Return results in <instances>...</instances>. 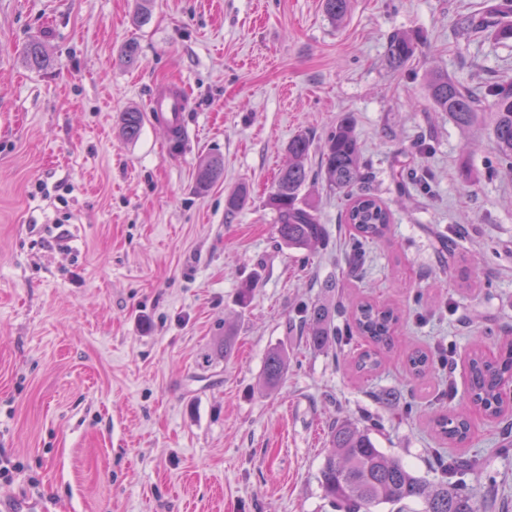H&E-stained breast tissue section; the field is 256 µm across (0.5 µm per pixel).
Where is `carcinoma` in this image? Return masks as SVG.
Instances as JSON below:
<instances>
[{"label": "carcinoma", "instance_id": "carcinoma-1", "mask_svg": "<svg viewBox=\"0 0 512 512\" xmlns=\"http://www.w3.org/2000/svg\"><path fill=\"white\" fill-rule=\"evenodd\" d=\"M326 16L334 23L342 22L350 11V0H323ZM460 25L466 30L490 31L501 40L512 39V23L496 15L464 16ZM418 47L416 37L407 32L392 34L386 45V56L395 68L406 66ZM24 60L32 69H40L47 62L43 45L29 43ZM429 93L434 107L448 114V119L460 128L479 122L487 124L501 162L512 173V81H503L489 90L491 103L483 94L467 83L440 71L428 76ZM144 125V114L130 108L122 112L120 133L128 141L139 138ZM312 149L311 140L298 135L288 142V164L280 171L269 205L276 213L280 240L293 249L309 250L324 241L325 225L321 224L311 208L303 202L302 191L310 180L307 160ZM222 175L218 162L208 161L199 167L197 185L208 190ZM319 175L329 190L344 194L349 204L344 212V223L351 230L355 245L383 241L391 228L392 214L382 202L365 187L368 180L362 162V150L354 132V121L344 115L327 135L320 150ZM356 332L367 338L373 348L361 353L354 362L356 371L373 372L382 364L383 354L392 349L397 335L401 311L392 306L370 301L357 303L350 312ZM303 332L309 345L323 349L336 341L339 335L333 321L332 305L317 303L308 313ZM409 374L424 377L431 369L432 355L421 348L406 356ZM468 391L473 403L486 416L496 419L504 412L505 387L512 383V343L507 344L494 361L486 360L479 347H474L468 361ZM288 373V353L282 349L270 350L265 358L261 386L266 390L278 388ZM438 437L444 440L464 441L469 432L463 410L442 413L433 420ZM330 449L320 469V483L325 496L341 512H373L382 505H392L404 512L408 504L419 501L423 512H480L470 491L452 483L432 486L412 474L397 458L378 448L371 431L349 421H338L329 427Z\"/></svg>", "mask_w": 512, "mask_h": 512}]
</instances>
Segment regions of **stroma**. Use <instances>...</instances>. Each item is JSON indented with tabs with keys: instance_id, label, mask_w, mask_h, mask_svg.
I'll use <instances>...</instances> for the list:
<instances>
[{
	"instance_id": "stroma-1",
	"label": "stroma",
	"mask_w": 512,
	"mask_h": 512,
	"mask_svg": "<svg viewBox=\"0 0 512 512\" xmlns=\"http://www.w3.org/2000/svg\"><path fill=\"white\" fill-rule=\"evenodd\" d=\"M499 2L352 0L335 24L322 0H154L142 24L137 0H0V463L16 465L0 512H336L319 469L337 420L433 484L435 455L472 460L460 483L512 512V403L488 418L467 387L474 336L494 355L512 340V174L426 87L435 69L512 80L511 39L458 30ZM398 30L420 38L402 69L385 53ZM35 39L40 70L22 62ZM162 86L190 99L174 151L161 127L119 132ZM346 113L393 217L358 263L348 201L317 174ZM299 134L314 145L303 199L327 229L309 252L281 242L268 204ZM209 159L223 174L203 192ZM330 285L337 328L355 299L402 309L378 371L354 368L362 336L309 347L301 328ZM275 347L288 374L267 393ZM416 347L436 356L420 379ZM459 406L468 438L441 440L433 417ZM144 125V114L138 109L130 108L122 112L120 133L127 141L139 138ZM288 373V353L279 348L270 350L265 358L261 386L266 390L278 388Z\"/></svg>"
}]
</instances>
